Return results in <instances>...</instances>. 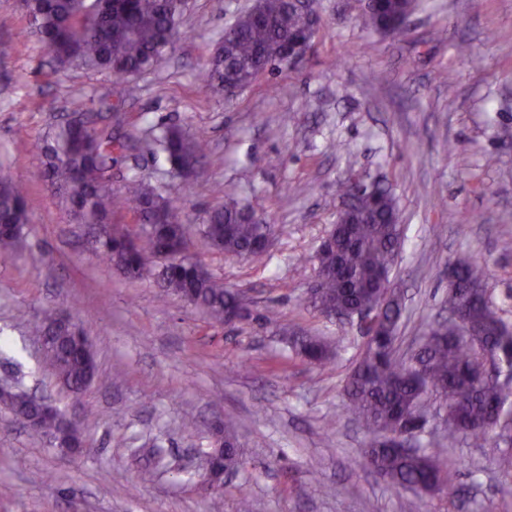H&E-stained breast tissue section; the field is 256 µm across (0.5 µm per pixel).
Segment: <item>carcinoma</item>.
Masks as SVG:
<instances>
[{"label": "carcinoma", "mask_w": 512, "mask_h": 512, "mask_svg": "<svg viewBox=\"0 0 512 512\" xmlns=\"http://www.w3.org/2000/svg\"><path fill=\"white\" fill-rule=\"evenodd\" d=\"M264 17L246 10L224 31V49L216 50L202 73L204 88L224 96L229 76L248 87L265 72L286 74L278 63L280 52L309 32L305 14L285 0H257ZM18 8L36 37L63 66L103 70L127 77L155 70L174 48L182 12L176 0H21ZM415 10V0H368L363 25L373 31L404 38L409 31L399 19ZM146 148L162 155L170 168L199 174L205 165L202 139L175 123H162L148 132ZM126 143L100 130L85 116L78 122L56 125L40 145L47 185L62 197L70 218L84 225L97 248L127 279L142 278L152 263L164 261L160 277L164 292L178 295L201 309L212 324L224 323L240 295L206 273L186 254L188 227L178 218L179 207L165 186L132 178L118 194L109 187L112 162ZM342 208L336 216V241L315 251L319 292L310 305L326 317L337 312L376 305L396 266L405 234L394 222L398 213L389 186L378 183L355 196L345 180L337 184ZM25 187L0 177V258L21 248L28 224ZM126 210L140 224L131 235L114 222ZM204 237L211 248L241 258L265 252L263 240L272 225L244 207L234 190L224 191V204L210 211ZM455 282L448 285V314L460 316L467 333L454 335L453 322H437L424 332L414 354L402 359L394 350L402 300L377 308L378 319L366 337L344 391L349 413L366 430L369 443L364 458L396 488H414L434 494L451 484L445 446L416 444L411 454L386 447V440L412 422L414 413L435 400L448 421L460 428L448 430V443L462 440L473 446L486 443L490 433L512 417V395L481 376L477 356L491 354L512 366V323L502 319L484 286L485 265L471 258L451 264ZM60 324V316L45 312L32 334L45 340ZM85 338L60 333L56 348H48L45 362L73 393H81L95 375L93 355ZM294 354L311 364L326 366L332 359L330 343L321 336L293 334ZM0 403L20 416L29 409L27 395L15 390ZM30 431L77 450L84 445L79 427L61 415L35 413ZM223 468L238 464L232 425L224 424Z\"/></svg>", "instance_id": "1"}]
</instances>
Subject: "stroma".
I'll return each instance as SVG.
<instances>
[{
    "label": "stroma",
    "instance_id": "stroma-1",
    "mask_svg": "<svg viewBox=\"0 0 512 512\" xmlns=\"http://www.w3.org/2000/svg\"><path fill=\"white\" fill-rule=\"evenodd\" d=\"M251 4L188 0L182 37L129 98L109 72H53L16 0H0V172L29 188L24 245L0 259V381L48 398L85 440L81 454H64L0 408V512H240L243 496L249 512H512L507 448L495 438L450 449L459 471L448 493L399 489L365 466L368 438L344 409L359 325L306 303L313 255L340 207L336 183L356 172L390 187L405 229L392 274L408 311L400 348L446 315L448 263L459 257L486 262V287L512 322V0H420L403 39L365 29L360 0H319L315 51L299 70L260 76L230 101L212 97L199 75ZM376 70L386 83H373ZM118 99L117 125L108 106ZM89 109L129 139L113 188L132 177L164 184L189 225L188 253L248 299L252 320L213 325L180 296L159 299L156 274L125 279L71 222L38 146L60 118ZM158 122L204 136L198 178L172 176L140 149ZM446 140L455 152H442ZM227 187L275 226L261 257L203 238ZM49 308L91 344L96 373L81 396L44 365L30 333ZM291 331L327 338L329 367L294 356ZM227 421L240 465L215 494L192 461Z\"/></svg>",
    "mask_w": 512,
    "mask_h": 512
}]
</instances>
